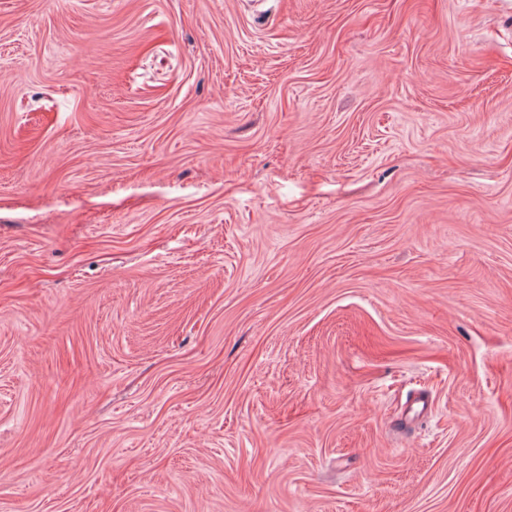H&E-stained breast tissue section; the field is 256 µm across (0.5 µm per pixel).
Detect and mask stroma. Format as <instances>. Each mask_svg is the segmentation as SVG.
Masks as SVG:
<instances>
[{
	"instance_id": "1",
	"label": "stroma",
	"mask_w": 512,
	"mask_h": 512,
	"mask_svg": "<svg viewBox=\"0 0 512 512\" xmlns=\"http://www.w3.org/2000/svg\"><path fill=\"white\" fill-rule=\"evenodd\" d=\"M0 512H512V0H0Z\"/></svg>"
}]
</instances>
